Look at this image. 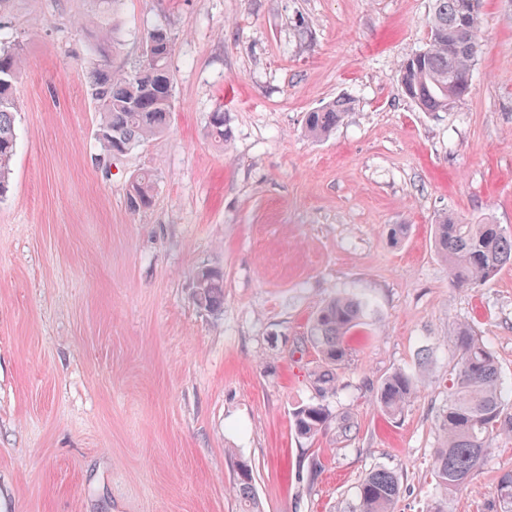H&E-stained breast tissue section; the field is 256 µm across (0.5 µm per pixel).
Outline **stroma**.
Here are the masks:
<instances>
[{
  "label": "stroma",
  "instance_id": "stroma-1",
  "mask_svg": "<svg viewBox=\"0 0 512 512\" xmlns=\"http://www.w3.org/2000/svg\"><path fill=\"white\" fill-rule=\"evenodd\" d=\"M431 0H0L18 44L16 152L0 197V512H241L247 461L263 512H356L372 470L394 512H429L439 415L469 325L493 352L512 418V265L451 282L434 224L489 219L512 236V0H480L470 93L424 112L399 65L429 37ZM173 40L171 118L99 159L91 66H136L147 31ZM354 106L328 138L307 112ZM223 112L229 138L208 133ZM150 172L149 209H130ZM404 224L400 240L392 225ZM224 274V307L193 274ZM368 305L335 393L318 397L309 323L331 297ZM419 376L401 417L375 403ZM323 401L306 439L293 414ZM512 471L498 436L448 512H491ZM196 302L209 311H219L224 305V274L215 269H201L195 274ZM418 379L405 371H398L385 378L376 391L380 411L390 419L401 415L414 395ZM333 418L329 408L317 401L298 408L293 414V423L298 435L311 438L325 431ZM401 493L397 476L386 469L365 475L358 487L359 512H393Z\"/></svg>",
  "mask_w": 512,
  "mask_h": 512
}]
</instances>
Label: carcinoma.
<instances>
[{"instance_id": "cac0c4a2", "label": "carcinoma", "mask_w": 512, "mask_h": 512, "mask_svg": "<svg viewBox=\"0 0 512 512\" xmlns=\"http://www.w3.org/2000/svg\"><path fill=\"white\" fill-rule=\"evenodd\" d=\"M464 0H432L426 46L399 66L401 86L425 112H442L448 105L469 94L472 75L481 50L480 11L468 13ZM173 49L166 28L155 26L144 41L142 59L130 72H114L103 63L90 72L87 92L99 112L97 140L107 156L135 147L162 134L170 119L172 77L168 59ZM21 46L0 47V197L8 189L10 163L16 147V103L13 82L21 71ZM351 110V101L337 99L306 114L310 136H329ZM211 134L221 140L229 131L224 113L211 114ZM153 181L149 174L131 183L129 204L134 210L150 207ZM435 246L448 261L452 282L479 287L491 280L504 266L512 264V236L489 221L472 224L458 217H444L434 228ZM196 302L209 311L224 305V274L201 269L195 274ZM367 304L349 297L327 301L313 317L309 340L321 356L322 366L315 375L320 396L336 391V370L348 362L345 338L361 323ZM457 362L448 391V405L439 415V447L435 450L433 475L441 499L430 512H447L448 496L465 488L473 472L489 456L494 436L503 426V399L499 371L486 342L465 324L453 338ZM417 377L398 371L385 378L376 391L380 411L390 419L402 414L417 388ZM333 420L331 411L317 401L293 413L295 431L311 438L325 431ZM233 489L244 512H261L253 478L236 475ZM401 493L397 476L386 469L365 475L358 487V512H394ZM494 496L500 512H512V473L500 476Z\"/></svg>"}]
</instances>
